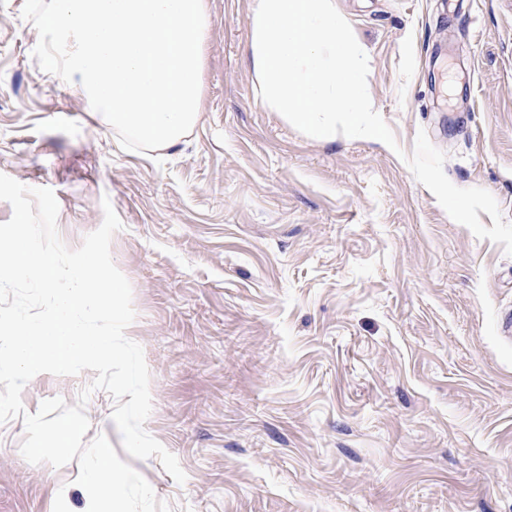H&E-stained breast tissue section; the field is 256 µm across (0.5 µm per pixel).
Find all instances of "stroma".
Returning <instances> with one entry per match:
<instances>
[{
	"mask_svg": "<svg viewBox=\"0 0 512 512\" xmlns=\"http://www.w3.org/2000/svg\"><path fill=\"white\" fill-rule=\"evenodd\" d=\"M398 146L309 137L267 111L249 57L256 0H206L198 121L124 150L43 71L24 0H0V173L53 190L78 248L110 201L144 424L179 460L131 459L171 512H512V256L453 221L404 161L418 131L457 187L512 222V0H334ZM93 371L23 389L75 405ZM114 399L86 440L120 448ZM0 424V512H87L77 462L24 460Z\"/></svg>",
	"mask_w": 512,
	"mask_h": 512,
	"instance_id": "stroma-1",
	"label": "stroma"
}]
</instances>
